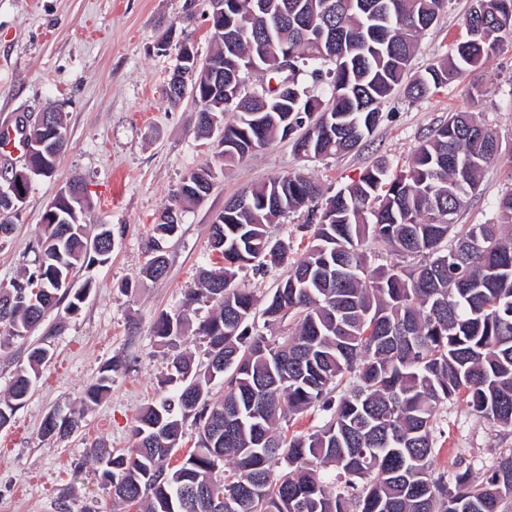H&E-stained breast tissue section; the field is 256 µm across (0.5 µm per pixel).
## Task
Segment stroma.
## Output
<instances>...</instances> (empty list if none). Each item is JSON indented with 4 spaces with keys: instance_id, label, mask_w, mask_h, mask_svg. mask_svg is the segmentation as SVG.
I'll return each mask as SVG.
<instances>
[{
    "instance_id": "obj_1",
    "label": "stroma",
    "mask_w": 512,
    "mask_h": 512,
    "mask_svg": "<svg viewBox=\"0 0 512 512\" xmlns=\"http://www.w3.org/2000/svg\"><path fill=\"white\" fill-rule=\"evenodd\" d=\"M469 7L470 0H448L421 39L412 75L424 74L449 53L464 33ZM208 10L207 0H0V130L53 108L62 112L68 138L54 175L32 178L13 232L0 240V283L30 268L42 215L71 182H81L91 202L88 231L96 232L103 222L115 239L107 262L78 272V283H89L90 292L76 313L52 311L29 339L0 350L1 396L29 346L40 344L47 327L64 325L51 340L30 397L0 428V512H118L88 450L100 443L130 446L134 418L158 398V381L169 363L151 334L153 319L177 309L199 271L213 267L210 227L242 190L301 173L334 195L378 162L395 170L408 166L414 147L457 110L477 113L502 143L458 223H485L495 200L512 188L510 46L426 97L395 92L383 104L377 126L349 153L306 159L290 140L277 139L224 164L217 137L195 132L192 98L174 105L166 97L176 48L157 49L173 28L189 35L200 57L209 56L214 45ZM201 167L213 169L214 187L183 213L178 235L167 244L166 278L150 280L144 275L150 227L172 204L183 178ZM308 218L302 209L267 228L271 242L287 246L289 260L307 247ZM125 283L130 292H121ZM116 357L123 365L112 374L111 393L86 411L79 429L43 439L45 416L79 404L86 386ZM440 414L441 469L453 470L461 456L479 480L501 452L512 449V430L476 416L463 400L448 401Z\"/></svg>"
}]
</instances>
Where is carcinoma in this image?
Returning <instances> with one entry per match:
<instances>
[{
  "label": "carcinoma",
  "mask_w": 512,
  "mask_h": 512,
  "mask_svg": "<svg viewBox=\"0 0 512 512\" xmlns=\"http://www.w3.org/2000/svg\"><path fill=\"white\" fill-rule=\"evenodd\" d=\"M445 3L225 0L224 30L211 28L210 55L224 65L225 104L211 96L210 111L196 113L197 132L236 113L219 140L226 164L277 137L290 138L303 155L351 151L378 124L396 88L422 98L512 41V0H472L454 52L409 77L419 41ZM271 42L294 62L286 105L269 83L255 94L238 90L254 61L280 81L265 49ZM305 72L327 86V100L308 94L299 79ZM196 82L187 93L201 104L210 96V73L199 71ZM53 117L43 136L57 149L32 157L36 176H51L66 146L62 114ZM501 152L497 133L475 113L450 112L403 170L377 164L326 199L318 182L290 173L225 203L210 228L211 249L224 266L202 270L179 311L161 312L151 327L172 351L171 372L160 380L169 394L135 417L130 447L88 450L113 503L137 505V512H215L200 490L216 483L224 485L222 512H512V451L479 482L460 458L451 475L436 469L439 407L448 401L463 397L478 416L512 429V188L498 197L490 221L456 223L481 171ZM200 172L215 177L210 168L191 172L152 224L151 278L167 272L164 245L180 228L178 207L199 202ZM72 187L78 199L59 196L43 214L33 267L0 288L3 344L25 339L65 300L67 311H77L90 290L87 282L76 286L77 270L112 253V227L100 224L89 236L84 187ZM303 207L315 220L304 256L262 301L237 287L238 270L265 271L288 260L266 227ZM370 238L399 260L371 267ZM477 239L490 250L472 249ZM409 257L417 263H405ZM203 305L214 312L195 330L209 356L201 368L178 347ZM258 313L269 325L290 319L294 330L258 334ZM48 353L33 347L17 367L0 397V427L26 402ZM117 365L103 368L80 406L48 413L41 437L77 430L84 408L112 390ZM217 377L224 394L214 401L209 388ZM310 409L327 415L321 429L291 436L280 429V421ZM188 418L197 442L169 469Z\"/></svg>",
  "instance_id": "cac0c4a2"
}]
</instances>
